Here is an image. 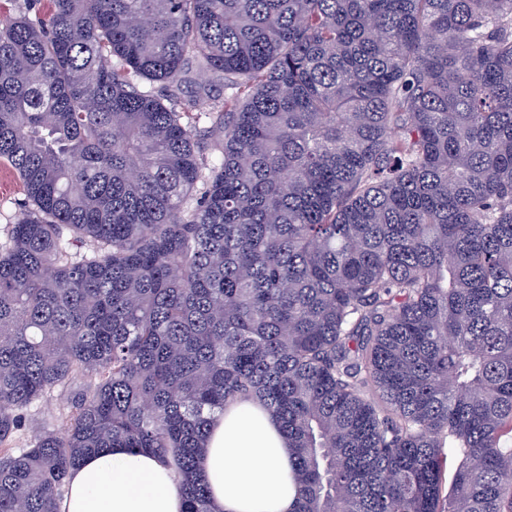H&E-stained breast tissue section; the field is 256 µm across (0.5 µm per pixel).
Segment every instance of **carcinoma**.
I'll list each match as a JSON object with an SVG mask.
<instances>
[{"mask_svg":"<svg viewBox=\"0 0 512 512\" xmlns=\"http://www.w3.org/2000/svg\"><path fill=\"white\" fill-rule=\"evenodd\" d=\"M0 160V512L112 447L212 512L245 400L293 512H512V0H50L0 27ZM26 192L21 180L7 163L0 161V242L12 224L26 213ZM70 393L57 391L51 397L33 404L24 412V428L17 437V445L27 442L31 431L39 427H49L63 432L66 428L67 401Z\"/></svg>","mask_w":512,"mask_h":512,"instance_id":"carcinoma-1","label":"carcinoma"}]
</instances>
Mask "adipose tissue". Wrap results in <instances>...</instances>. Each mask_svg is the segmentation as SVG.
<instances>
[{"label": "adipose tissue", "instance_id": "obj_1", "mask_svg": "<svg viewBox=\"0 0 512 512\" xmlns=\"http://www.w3.org/2000/svg\"><path fill=\"white\" fill-rule=\"evenodd\" d=\"M294 454L276 418L258 401L225 407L211 426L197 470L214 512H292ZM180 477L158 455L107 448L67 479L61 512H183Z\"/></svg>", "mask_w": 512, "mask_h": 512}]
</instances>
